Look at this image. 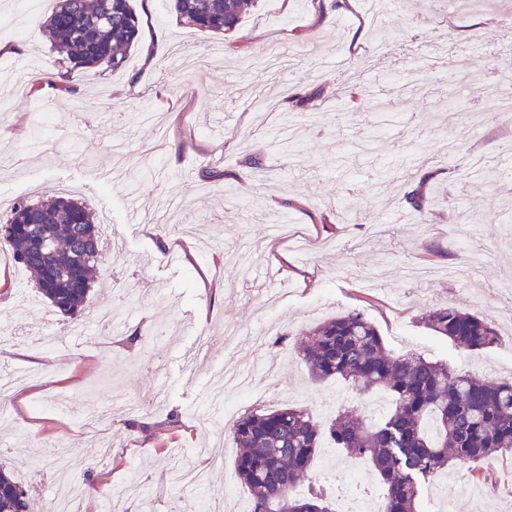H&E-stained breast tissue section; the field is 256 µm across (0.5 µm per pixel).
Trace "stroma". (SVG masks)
I'll return each instance as SVG.
<instances>
[{
    "instance_id": "stroma-1",
    "label": "stroma",
    "mask_w": 512,
    "mask_h": 512,
    "mask_svg": "<svg viewBox=\"0 0 512 512\" xmlns=\"http://www.w3.org/2000/svg\"><path fill=\"white\" fill-rule=\"evenodd\" d=\"M58 0L18 20L16 0H0V73L24 60L31 78L69 73L71 92L43 84L38 96L0 83V220L22 200L75 195L94 212L104 246L95 280H123L124 304L100 296L87 333L105 353L67 337L69 319L39 294L24 267L0 253V323L19 343L0 351L18 376L0 428V465L27 489L30 512H49L57 489L83 481L84 512H100L105 491L137 469L148 500L124 499V512H164L166 501L206 500L207 487L169 483L172 466L204 464L210 485L232 482L223 512L249 496L238 481L235 447L222 405L225 371L249 369L256 398L237 413L292 405L319 424L326 403L379 420L388 393L312 381L291 341L336 315L363 313L387 349L415 352L485 380L512 378V178L468 182L479 156L490 170L512 168L500 141L512 123L498 112L512 89V0H355L319 14L311 0H258L236 32L205 34L179 21L169 0H134L142 38L118 71H66L42 27ZM472 48L466 69L458 47ZM314 95L326 117L292 114L291 98ZM354 94L348 116L335 94ZM469 109L452 112L450 98ZM300 141L292 157L270 153L264 134L283 119ZM455 141L446 154L444 145ZM422 185L418 215L405 197ZM143 220L127 224L130 206ZM288 224L307 248L272 236ZM277 274L284 300L267 308L255 287ZM449 305L496 325L492 348L455 347L423 324ZM113 308L115 318L97 313ZM213 341L200 352L197 334ZM179 410L178 427L162 422ZM90 410L107 412L111 453L89 458L82 430ZM339 467L330 498L354 491L379 499L368 463L349 471L346 454L325 446L309 472L317 486L326 456ZM451 482L481 483L483 498L461 495L452 512H512V458L448 469Z\"/></svg>"
}]
</instances>
